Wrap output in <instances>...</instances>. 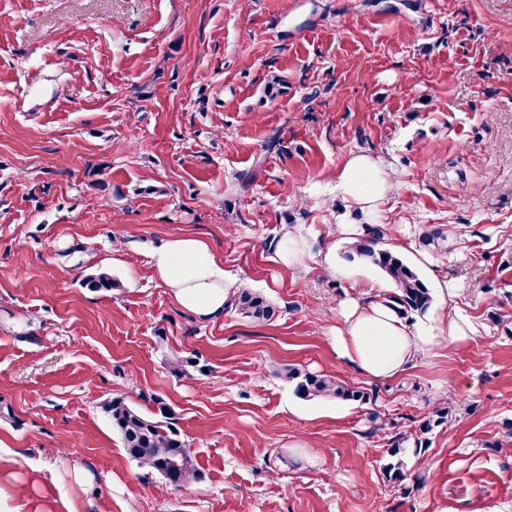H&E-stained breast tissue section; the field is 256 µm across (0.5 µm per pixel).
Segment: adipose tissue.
<instances>
[{"label": "adipose tissue", "instance_id": "1", "mask_svg": "<svg viewBox=\"0 0 512 512\" xmlns=\"http://www.w3.org/2000/svg\"><path fill=\"white\" fill-rule=\"evenodd\" d=\"M394 171L377 157L350 154L336 176V189L352 207L376 208L396 187ZM154 275L176 302L203 320L223 317L234 292L209 244L196 236L164 241L149 254ZM345 303L334 343L339 356L359 373L374 379L399 376L434 343L426 330L404 322L389 303L384 283L356 280Z\"/></svg>", "mask_w": 512, "mask_h": 512}]
</instances>
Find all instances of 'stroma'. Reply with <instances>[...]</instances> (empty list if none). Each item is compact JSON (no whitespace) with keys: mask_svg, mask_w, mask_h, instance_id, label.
Wrapping results in <instances>:
<instances>
[{"mask_svg":"<svg viewBox=\"0 0 512 512\" xmlns=\"http://www.w3.org/2000/svg\"><path fill=\"white\" fill-rule=\"evenodd\" d=\"M357 151L399 183L371 211L334 190ZM343 213L432 296L436 343L393 379L333 344L348 273L384 278ZM291 226L312 254L288 268ZM182 235L277 317L181 308L148 252ZM448 309L477 336L449 342ZM289 365L366 399H299ZM113 397L165 402L202 481L132 461ZM0 458V512H512V0H0Z\"/></svg>","mask_w":512,"mask_h":512,"instance_id":"stroma-1","label":"stroma"}]
</instances>
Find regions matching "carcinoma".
Wrapping results in <instances>:
<instances>
[{"mask_svg": "<svg viewBox=\"0 0 512 512\" xmlns=\"http://www.w3.org/2000/svg\"><path fill=\"white\" fill-rule=\"evenodd\" d=\"M384 230L369 227L364 236L349 245L347 258L361 260L379 269L394 284L388 298L392 307L403 316L425 313L431 304L429 288L416 269L397 253L382 245ZM447 240L445 231L436 226L424 229L421 243L426 247H438ZM232 306L241 316L258 322L273 319L276 308L261 294L240 288L233 295ZM281 377L292 387L300 399L336 398L343 401H362L365 394L342 384L334 378L286 367ZM156 410L145 414L130 406L123 398L116 397L103 404L112 427L121 435L128 457L155 473L162 484L180 487L202 479L195 468L192 451L175 421L174 414L162 401H155ZM400 441H392L389 455L393 461L387 464L389 478L397 483L407 477L401 458Z\"/></svg>", "mask_w": 512, "mask_h": 512, "instance_id": "carcinoma-1", "label": "carcinoma"}]
</instances>
